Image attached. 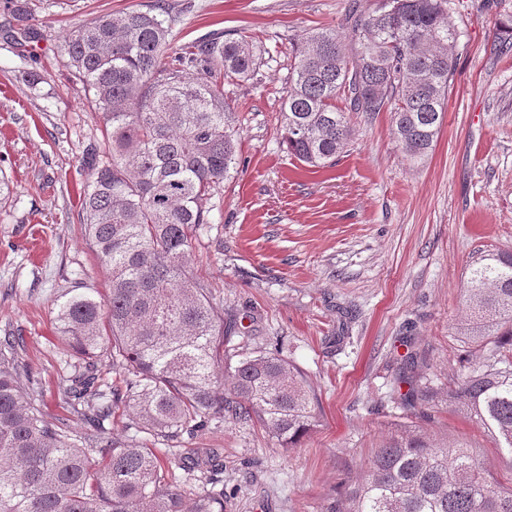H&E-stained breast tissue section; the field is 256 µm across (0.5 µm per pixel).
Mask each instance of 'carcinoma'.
<instances>
[{
    "label": "carcinoma",
    "instance_id": "1",
    "mask_svg": "<svg viewBox=\"0 0 512 512\" xmlns=\"http://www.w3.org/2000/svg\"><path fill=\"white\" fill-rule=\"evenodd\" d=\"M18 45L37 42L33 0H5ZM165 0L100 14L74 29L64 54L103 115L107 148L86 152L92 178L80 223L110 284L57 305L62 338L78 359L59 392L88 425L79 436L47 420L34 385L21 381L20 336H0V512H224V494L190 502L172 487L140 434L173 444L212 417L256 422L290 448L316 422L317 398L279 355L230 353L232 326L209 286L189 275L196 230L236 162L239 128L224 80L257 74L261 47L222 37L166 55ZM351 39L309 33L293 50L283 139L308 167L335 164L352 135L350 113H392V133L424 160L443 125L460 33L448 0H375L350 12ZM461 366L433 384L415 349L400 359L392 399L409 410L445 406L493 437L512 473V253L491 251L468 269ZM123 372L101 389L94 360ZM407 390H402L403 385ZM126 419L114 438L105 422ZM90 441L100 461L83 448ZM326 512H512V478L496 479L465 441L437 445L397 429Z\"/></svg>",
    "mask_w": 512,
    "mask_h": 512
}]
</instances>
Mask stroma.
<instances>
[{
	"mask_svg": "<svg viewBox=\"0 0 512 512\" xmlns=\"http://www.w3.org/2000/svg\"><path fill=\"white\" fill-rule=\"evenodd\" d=\"M146 0H35L38 42L0 34V336L23 337L25 374L42 389L45 418H69L58 386L70 349L55 319L74 288L105 291L109 274L79 221L90 178L82 158L103 148L100 113L66 66L63 45L79 24ZM176 16L168 52L221 32L268 50L256 79L225 81L242 128L238 160L198 232L188 271L210 284L235 323L230 347L279 353L303 374L320 415L298 448L275 447L259 425L211 419L159 447L185 500L224 495V512H324L353 462L394 430L417 425L438 443L464 440L501 479L494 441L447 409H396L390 399L403 338L421 344L435 384L455 370L468 308L467 268L484 251H512V51L496 32L512 0H449L459 31L456 74L429 155L411 161L395 142L389 112H356L334 167L310 171L282 140L291 48L308 32L348 34L351 9L373 0H168ZM42 80L30 85L28 71ZM219 474L195 467L206 452Z\"/></svg>",
	"mask_w": 512,
	"mask_h": 512,
	"instance_id": "stroma-1",
	"label": "stroma"
}]
</instances>
